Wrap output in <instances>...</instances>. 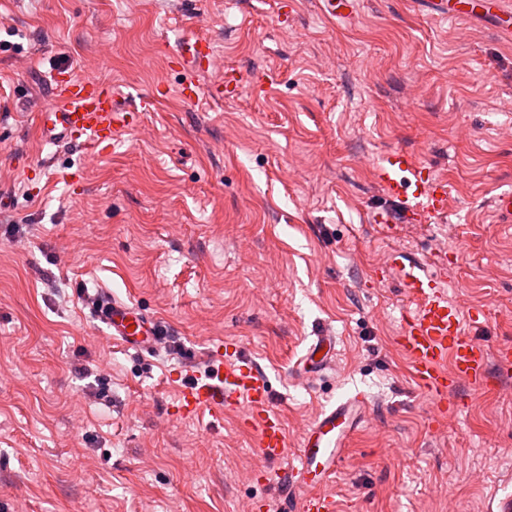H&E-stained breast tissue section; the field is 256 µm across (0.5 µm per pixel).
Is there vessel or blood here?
<instances>
[{
    "instance_id": "b4317fda",
    "label": "vessel or blood",
    "mask_w": 512,
    "mask_h": 512,
    "mask_svg": "<svg viewBox=\"0 0 512 512\" xmlns=\"http://www.w3.org/2000/svg\"><path fill=\"white\" fill-rule=\"evenodd\" d=\"M433 15L473 21L483 15L493 16L499 33L512 39V8L503 0H428ZM208 40H200L191 53L179 54L175 65L186 75L182 93L194 95L202 51L210 49ZM239 75L231 68L209 87L212 98L237 92ZM149 98L124 99L113 93L110 83L92 76L78 77L53 72L49 97L42 106L39 126L46 140L99 154L131 130L141 113L149 111ZM375 179L386 196L396 202L397 210L373 213L374 223H430L448 211L449 188L446 180L434 176L411 152H388L375 169ZM386 274L397 282L402 293L414 300L417 308L404 321L397 345L408 358L411 378L417 390L434 404L446 403L462 384L483 389L490 380L489 362L512 365V343L504 342L488 350L472 327L480 317L464 314L448 300L443 282V268L435 263H417L407 254L388 253ZM97 317L104 335L118 345L136 350H153L160 345L167 329L156 317L144 314L135 304L117 297H106ZM336 340L328 335L315 337L304 359L308 373L324 370L335 352ZM270 382L252 361L243 356L220 360L205 375L185 383L178 400L182 415L202 411L223 414L230 409L242 412V422L256 436L265 461L283 459L288 439L283 423L271 407ZM369 409L365 396L330 404L321 409L303 429L298 450L299 477L286 480L280 499V512H335L334 501L324 491L335 473L344 450L364 422Z\"/></svg>"
}]
</instances>
